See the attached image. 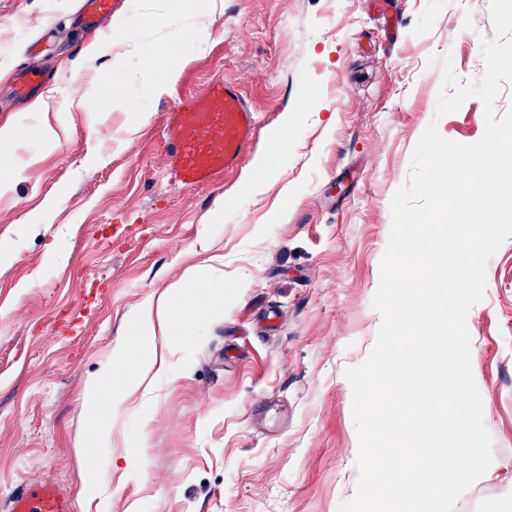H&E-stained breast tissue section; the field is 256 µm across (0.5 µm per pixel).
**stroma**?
<instances>
[{"label": "stroma", "instance_id": "stroma-1", "mask_svg": "<svg viewBox=\"0 0 512 512\" xmlns=\"http://www.w3.org/2000/svg\"><path fill=\"white\" fill-rule=\"evenodd\" d=\"M77 2L0 0V124L16 130L0 192V500L49 479L73 512H339L358 477L345 371L377 339L391 200L430 122L460 143L484 133L479 98L442 117L436 101L443 57L481 77L488 0H216L190 17L188 0H126L87 36ZM53 24L49 105L15 102L12 73ZM150 58L177 68L176 94L151 95ZM116 79L128 107L112 105ZM216 79L253 104L255 157L283 129L289 148L267 176L249 161L187 187L166 167V114ZM213 256L223 295L189 289L154 373L113 376L144 298ZM467 327L493 462L456 512H512V238ZM97 382L138 389L91 472L83 399ZM91 478L105 494L90 502Z\"/></svg>", "mask_w": 512, "mask_h": 512}]
</instances>
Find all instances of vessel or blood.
Segmentation results:
<instances>
[{
  "label": "vessel or blood",
  "instance_id": "vessel-or-blood-1",
  "mask_svg": "<svg viewBox=\"0 0 512 512\" xmlns=\"http://www.w3.org/2000/svg\"><path fill=\"white\" fill-rule=\"evenodd\" d=\"M118 0H83L86 25L96 28L111 20ZM47 74L27 67L13 77L12 91L26 99L44 85ZM257 115L237 86L214 82L201 94L185 98L167 115L164 154L174 178L189 187H207L245 162L252 151ZM69 496L54 482L39 480L17 488L0 512H72Z\"/></svg>",
  "mask_w": 512,
  "mask_h": 512
}]
</instances>
